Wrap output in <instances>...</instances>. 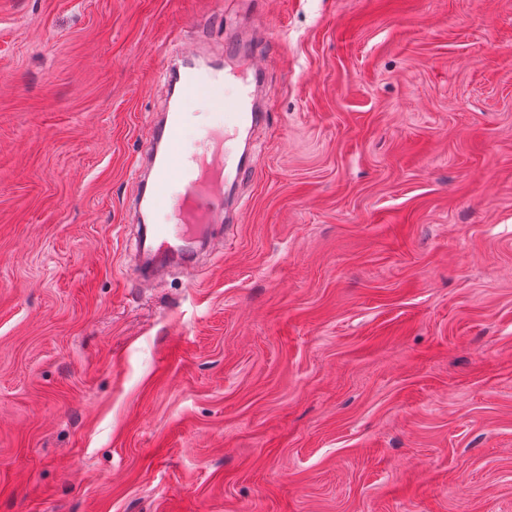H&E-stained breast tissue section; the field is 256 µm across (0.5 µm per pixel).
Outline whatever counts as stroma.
Masks as SVG:
<instances>
[{"label":"stroma","instance_id":"obj_1","mask_svg":"<svg viewBox=\"0 0 512 512\" xmlns=\"http://www.w3.org/2000/svg\"><path fill=\"white\" fill-rule=\"evenodd\" d=\"M265 71L224 249L129 281L179 31ZM0 512H512V0H0Z\"/></svg>","mask_w":512,"mask_h":512}]
</instances>
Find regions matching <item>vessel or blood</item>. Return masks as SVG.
<instances>
[{"instance_id":"vessel-or-blood-1","label":"vessel or blood","mask_w":512,"mask_h":512,"mask_svg":"<svg viewBox=\"0 0 512 512\" xmlns=\"http://www.w3.org/2000/svg\"><path fill=\"white\" fill-rule=\"evenodd\" d=\"M180 49L163 59L160 76L177 90V101L167 106L160 120L149 123L142 152L145 167L133 197L132 207L140 216L167 212L165 224H145L140 249L152 256L171 258L186 265L197 260V248L218 250L211 234L213 225L225 223L226 201L234 184L250 180L255 161L248 153L234 150L243 132L265 120L252 90L259 66L245 63L237 70L220 66L188 68ZM208 98L224 112L203 151L186 153L179 145L182 113L192 99Z\"/></svg>"}]
</instances>
